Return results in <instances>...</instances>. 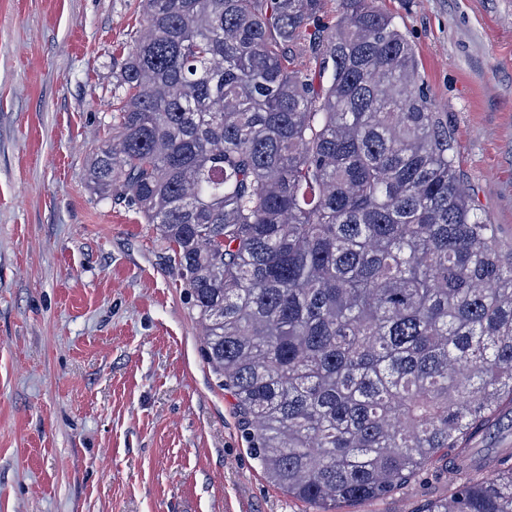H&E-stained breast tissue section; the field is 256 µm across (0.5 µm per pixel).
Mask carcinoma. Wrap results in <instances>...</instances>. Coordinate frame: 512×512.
I'll return each mask as SVG.
<instances>
[{"mask_svg": "<svg viewBox=\"0 0 512 512\" xmlns=\"http://www.w3.org/2000/svg\"><path fill=\"white\" fill-rule=\"evenodd\" d=\"M143 2L88 181L156 226L264 476L339 512L440 453L485 467L469 445L512 405V249L395 17ZM426 512H512V463Z\"/></svg>", "mask_w": 512, "mask_h": 512, "instance_id": "cac0c4a2", "label": "carcinoma"}]
</instances>
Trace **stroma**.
Masks as SVG:
<instances>
[{"label": "stroma", "instance_id": "1", "mask_svg": "<svg viewBox=\"0 0 512 512\" xmlns=\"http://www.w3.org/2000/svg\"><path fill=\"white\" fill-rule=\"evenodd\" d=\"M512 246V0H376ZM142 0H0V512H316L268 483L156 229L86 173ZM436 459L342 512H424Z\"/></svg>", "mask_w": 512, "mask_h": 512}]
</instances>
